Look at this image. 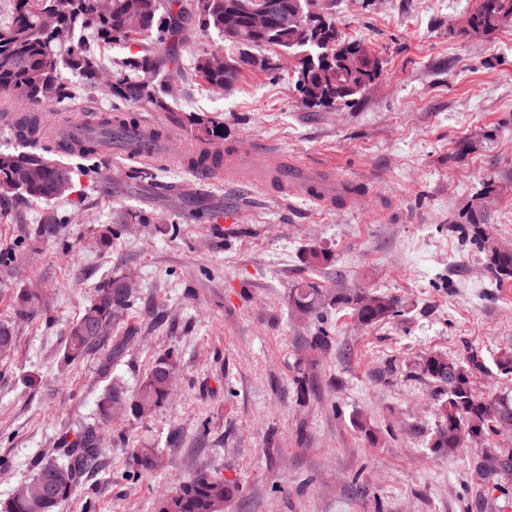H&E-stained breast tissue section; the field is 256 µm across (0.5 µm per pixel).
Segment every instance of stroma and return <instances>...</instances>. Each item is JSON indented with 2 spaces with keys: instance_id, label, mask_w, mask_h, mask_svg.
Listing matches in <instances>:
<instances>
[{
  "instance_id": "obj_1",
  "label": "stroma",
  "mask_w": 512,
  "mask_h": 512,
  "mask_svg": "<svg viewBox=\"0 0 512 512\" xmlns=\"http://www.w3.org/2000/svg\"><path fill=\"white\" fill-rule=\"evenodd\" d=\"M473 3L334 0L342 36L364 41L381 76L329 112L300 103L293 60L280 50L278 69H248L234 89L208 90L192 71L194 54L231 48L192 26L169 111H134L193 146L198 133L185 115H222L225 144L252 151L254 163L270 148L362 186L341 206L234 174L201 183L175 160L106 193L94 169L128 165L106 153L70 158L81 172L77 193L21 200L0 218V253L12 257L0 267V324L17 345L0 359V498L33 477V457L59 459L62 437L90 428L103 448L99 467L64 512H153L157 496L203 462L243 486L226 512H372L377 495L385 512H512V486L487 495L466 483L480 446L431 456L432 387L414 374L428 350L477 348L489 359L512 348V284L492 287L452 230L492 176L485 228L512 246V23L489 38L465 35L457 22ZM227 209L237 211L234 223L221 220ZM53 210L68 219V248L31 236ZM120 213L155 220L99 246L102 225ZM175 223L181 231L169 235ZM312 248L331 257L321 269L303 261ZM116 274L137 287L127 320L137 346L117 360L103 348L66 363L67 325ZM309 280L392 295L405 314L373 327L337 315L335 349L313 357L302 346L309 323L288 309L289 288ZM22 292L31 298L23 308ZM169 348L179 353L172 398L145 419L102 420L101 394L115 383L135 390ZM299 371L313 374L319 399L297 401ZM358 414L377 443L354 427ZM131 441L160 449L157 471L125 478ZM356 472L359 490L349 482Z\"/></svg>"
}]
</instances>
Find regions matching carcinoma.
<instances>
[{"instance_id":"cac0c4a2","label":"carcinoma","mask_w":512,"mask_h":512,"mask_svg":"<svg viewBox=\"0 0 512 512\" xmlns=\"http://www.w3.org/2000/svg\"><path fill=\"white\" fill-rule=\"evenodd\" d=\"M161 0H109L108 12H97L94 0H11L10 14L0 22V114L16 113L19 148L0 151V212L18 200L51 202L75 192L76 171L58 156L84 159L101 154L105 139L116 124H136L122 114L132 103L151 112H168L165 78L181 71V55L167 48L179 41L186 25L194 23L215 32L238 49L227 57L229 70L241 78L244 69H276L266 48L285 50L298 59L295 89L309 109L332 110L351 104L354 97L380 75L378 60L365 44L341 35L330 16L329 0H278V13L262 30L238 8V0H172L177 10L160 12ZM135 16L139 27L128 19ZM468 35L488 36L512 20V0H475L470 12ZM116 42L136 43L139 54L117 63L118 73L108 69L94 46ZM207 50L193 57L196 75L210 88L224 89V68L213 64ZM65 70L80 73L84 90L105 87L114 99L112 113L104 116L97 138L75 139L65 148L56 138L47 118V108L67 106L79 90L62 81ZM199 137L211 141L224 137L222 122L207 115L188 117ZM494 191V181L483 183L477 204L469 207L466 222L454 225L461 239L474 246L484 268L497 284L512 282V247L489 245L482 225L487 221L482 200ZM37 238H65L62 221L47 213L33 229ZM114 275L94 289L88 304L66 331L63 357L75 361L106 344L116 360L129 351L132 337L111 340L112 331L123 321L133 302L135 289ZM360 288H322L314 281H301L289 289L288 304L296 316L314 323L305 337L308 348L320 355L335 345V328L329 317L346 310L360 325L385 323L399 313V302L391 295L370 292L360 300ZM15 349L13 330L0 326V358ZM177 358L169 351L154 360L133 392L113 384L98 400L99 414L106 418L130 412L142 419L164 404L170 395V380ZM485 367L476 350L453 357L437 350L422 353L415 362V375L434 385L437 425L428 440L434 458L445 457L467 443L494 440L500 428L512 421V395L483 396L474 389V375ZM297 400L315 395L313 380L303 372L293 379ZM63 460L46 463L32 460L34 477L6 500L0 512H60L76 486L98 466L100 448L92 429H84L60 442ZM158 449L131 444L127 451L126 475L136 479L152 474L160 465ZM470 484L490 491L512 478V446L487 448L467 468ZM242 493L240 484L209 467H200L173 486L154 503L155 512H224Z\"/></svg>"}]
</instances>
